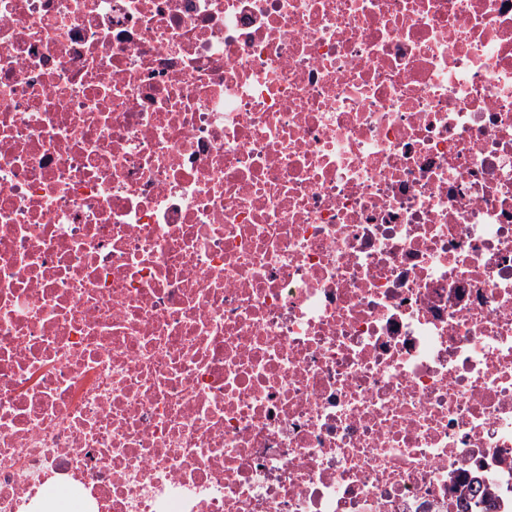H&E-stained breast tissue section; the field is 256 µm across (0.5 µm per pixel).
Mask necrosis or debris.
<instances>
[{
  "label": "necrosis or debris",
  "instance_id": "obj_1",
  "mask_svg": "<svg viewBox=\"0 0 512 512\" xmlns=\"http://www.w3.org/2000/svg\"><path fill=\"white\" fill-rule=\"evenodd\" d=\"M512 512V0H0V512Z\"/></svg>",
  "mask_w": 512,
  "mask_h": 512
}]
</instances>
